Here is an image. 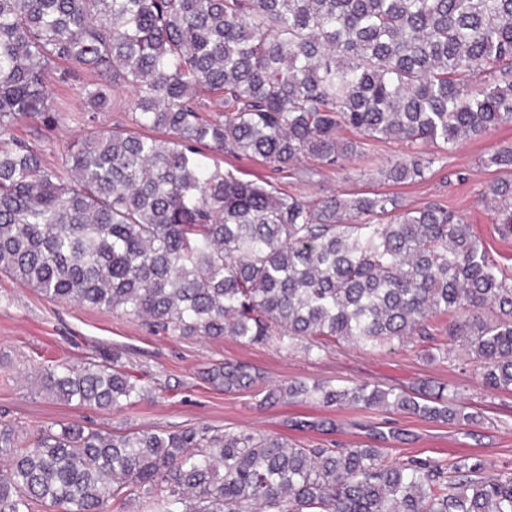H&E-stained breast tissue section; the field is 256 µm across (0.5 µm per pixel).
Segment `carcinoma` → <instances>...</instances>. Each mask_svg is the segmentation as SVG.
I'll return each instance as SVG.
<instances>
[{
  "label": "carcinoma",
  "mask_w": 512,
  "mask_h": 512,
  "mask_svg": "<svg viewBox=\"0 0 512 512\" xmlns=\"http://www.w3.org/2000/svg\"><path fill=\"white\" fill-rule=\"evenodd\" d=\"M88 74L85 108L114 105L163 137L122 129L70 142L64 174L11 134L51 121L47 81ZM211 94L221 118L204 115ZM512 124V0H0V271L61 302L146 318L171 336H230L320 354L461 342L483 386L512 392V272L445 206L387 194L315 203L210 169L204 150L343 167L364 145L408 154L382 171L425 177L421 147ZM352 137H346V134ZM485 165L512 173V146ZM512 235V178L483 195ZM244 362L208 372L257 386ZM56 399L121 411L150 388L112 361L43 369ZM326 407L435 422L477 416L428 381L415 393L328 381L270 390ZM512 512V472L480 459H388L380 448H307L206 427L110 431L75 423L27 437L0 423V512Z\"/></svg>",
  "instance_id": "cac0c4a2"
}]
</instances>
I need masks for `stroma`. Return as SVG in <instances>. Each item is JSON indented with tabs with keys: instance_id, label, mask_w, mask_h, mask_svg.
<instances>
[{
	"instance_id": "1",
	"label": "stroma",
	"mask_w": 512,
	"mask_h": 512,
	"mask_svg": "<svg viewBox=\"0 0 512 512\" xmlns=\"http://www.w3.org/2000/svg\"><path fill=\"white\" fill-rule=\"evenodd\" d=\"M81 81L50 84L52 120L25 119L13 132L38 152L43 164L61 169L67 143L86 133L80 113ZM512 145V124L463 141L455 152L436 144L427 153L436 161L424 180L394 184L381 175L406 148L395 141L374 142L346 170H331L304 159L279 172L258 157L224 156L221 170L237 178L297 193L314 202L333 193H386L407 208L439 203L470 224L486 251L512 267V235L502 236L482 199L501 178L484 158ZM119 353L122 364L151 389L148 399L122 412L60 402L44 392L37 375L44 366L102 361ZM245 362L258 369L259 386L227 392L211 386L206 374L224 362ZM334 384L368 382L413 390L425 380L458 390L459 401L478 415L467 426L432 422L403 412L357 407L327 408L317 401L284 398L269 404L268 390L295 382ZM0 421L30 432L42 426L76 423L88 429L122 431L207 427L279 436L328 448L369 445L403 460L411 456L450 463L458 458L485 460L489 473L512 468V392L485 389L474 364L451 354L429 360L426 346L412 339L382 349L351 343L310 356L303 345L275 348L232 337L170 336L146 321L104 309L56 302L9 275L0 274Z\"/></svg>"
}]
</instances>
